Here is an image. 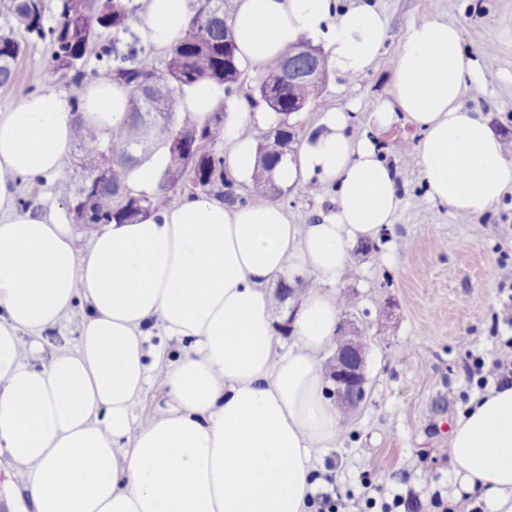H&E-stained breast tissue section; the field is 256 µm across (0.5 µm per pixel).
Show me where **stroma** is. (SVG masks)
Instances as JSON below:
<instances>
[{
    "mask_svg": "<svg viewBox=\"0 0 512 512\" xmlns=\"http://www.w3.org/2000/svg\"><path fill=\"white\" fill-rule=\"evenodd\" d=\"M389 18L385 51L366 76L349 80L329 73L322 91L296 117L297 137L318 129L324 112L358 101L351 128L375 138L397 170L400 207L374 248L351 250L352 271L338 289L353 295L341 311L337 335L368 336L366 397L341 428L339 447L321 452L322 492L342 500L401 495L417 507L397 512H434L433 496L453 500L461 488L448 457L452 424L480 390L471 376L475 358L491 359L500 337L512 335L499 291L512 285V191L488 213L461 222L431 201L420 168L402 146L420 134L401 121L374 126L373 104L390 99L392 59L408 24L434 17L453 23L462 48L477 60L482 82L466 106L479 107L503 140L512 143V0H374ZM47 43L30 44L13 84L0 87V110L25 96L53 90L77 95L68 79L47 73ZM334 192L303 185L285 188L277 202L294 224L306 223ZM86 308L77 303L62 325L40 336L22 334L34 346V366L57 349L72 347Z\"/></svg>",
    "mask_w": 512,
    "mask_h": 512,
    "instance_id": "35a3bbf8",
    "label": "stroma"
}]
</instances>
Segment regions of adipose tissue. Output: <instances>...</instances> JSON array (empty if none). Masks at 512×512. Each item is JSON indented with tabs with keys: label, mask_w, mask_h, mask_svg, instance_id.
<instances>
[{
	"label": "adipose tissue",
	"mask_w": 512,
	"mask_h": 512,
	"mask_svg": "<svg viewBox=\"0 0 512 512\" xmlns=\"http://www.w3.org/2000/svg\"><path fill=\"white\" fill-rule=\"evenodd\" d=\"M140 37L169 50L190 0H137ZM232 32L241 67L261 69L300 39L324 43L328 66L358 79L382 53L387 18L368 0H235ZM389 101L373 122L405 118L429 196L459 217L491 210L512 188V159L478 108L464 99L482 74L447 21H413L397 50ZM81 114L57 92L0 113V456L27 480L15 512H307L318 454L339 441L320 356L336 332V286L350 249L377 239L397 211V172L368 135L350 132L343 108L276 168L282 186L335 187L334 204L294 224L267 201L230 205L207 196L171 204L137 224H109L80 249L70 224L19 207L18 181L58 175L76 121L109 135L123 128L128 90L108 79L83 85ZM227 99L200 82L178 98L202 124ZM238 101L224 116L227 167L252 180L248 129L275 124ZM312 281L290 308L294 340L280 349L268 288ZM86 301L73 347L30 364L21 333L55 329ZM179 341L177 358L150 343ZM163 398L140 422L149 386ZM449 461L493 512H512V387L479 397L456 420Z\"/></svg>",
	"instance_id": "obj_1"
}]
</instances>
